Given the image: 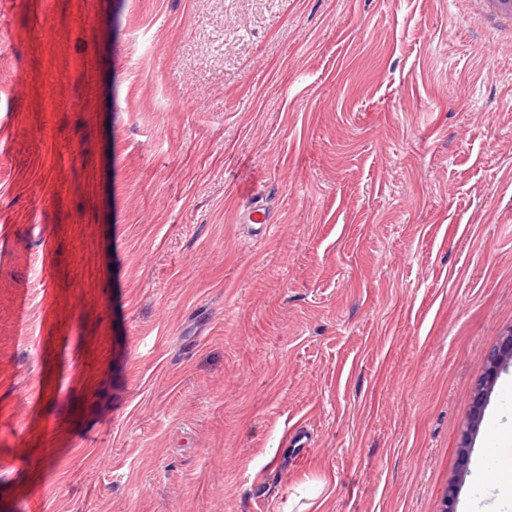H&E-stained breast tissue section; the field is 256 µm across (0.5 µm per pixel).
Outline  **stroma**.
<instances>
[{"label": "stroma", "instance_id": "35a3bbf8", "mask_svg": "<svg viewBox=\"0 0 512 512\" xmlns=\"http://www.w3.org/2000/svg\"><path fill=\"white\" fill-rule=\"evenodd\" d=\"M2 224L0 512H476L512 464L497 0H0ZM252 198L259 196V198L253 203L252 207L247 213V223L257 225L258 227L255 230L258 233L255 234L256 240L262 239L265 236L270 228V214L269 210L263 203V199L260 196V193H253Z\"/></svg>", "mask_w": 512, "mask_h": 512}]
</instances>
